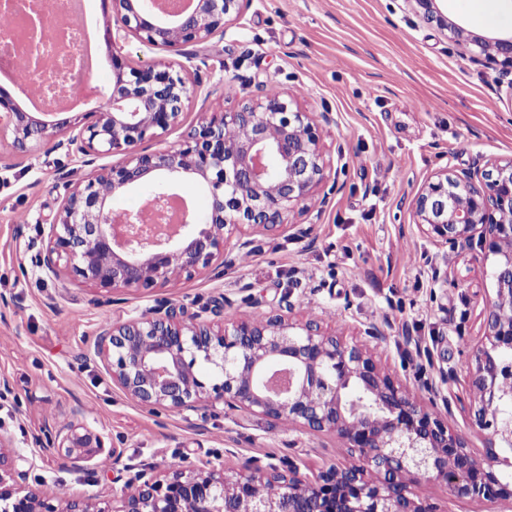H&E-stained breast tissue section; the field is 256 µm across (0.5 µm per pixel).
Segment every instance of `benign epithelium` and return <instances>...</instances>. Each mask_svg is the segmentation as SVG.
<instances>
[{"mask_svg": "<svg viewBox=\"0 0 512 512\" xmlns=\"http://www.w3.org/2000/svg\"><path fill=\"white\" fill-rule=\"evenodd\" d=\"M103 2L112 3L104 63L112 83L97 90L96 108L75 105L70 117L49 121L21 109L0 87V132L11 133L13 153L34 155L51 143L84 157H119L64 186L55 217L31 242L42 272L108 296L141 293L192 280L231 249L251 254V232L279 234L308 216L315 193L330 180L325 139L336 118L304 110L286 91L268 89L257 100L205 115L173 145L143 147L182 124L197 88L182 63L133 65L120 43L132 37L190 60L185 47L223 40L250 0H189L191 7L168 17L157 0ZM406 2L447 39L472 47L473 60L508 78L512 102L511 35L468 32L442 11L441 0ZM58 12L56 0L45 4L29 29L32 90L42 87L38 46ZM232 129L244 135L228 136ZM185 180L205 190L204 212L189 211L175 233L147 239L135 232L139 213L125 211V230L116 232L112 198L149 183V203L161 207ZM411 209L424 236L451 250L476 247L474 260L492 266L481 335L467 345V403L450 391L455 371L437 367V379L416 391L386 370L366 342L349 341L310 314L292 318L287 294L284 307L267 311L263 299L249 294L241 299L246 310L227 322L221 316L234 307L230 298L199 311L167 299L125 320H106L98 331L95 354L126 395L149 409L178 412L221 404L290 431L332 436L336 450L356 461L338 459L308 472L291 459L264 467L248 461L235 471L172 466L162 476L135 473L107 501L58 503L28 485V458L0 434V512H242L245 504L249 512H453L463 500L480 501L487 512L512 510V457L500 449L512 447V413L499 415L512 400V157L436 172ZM406 347L434 364L430 347L409 336ZM460 403L466 428L486 436L480 450L448 423ZM83 416L75 410L58 430L57 449L73 467L96 456L105 465L116 454L102 455L104 436ZM267 483L282 493L258 495ZM427 484L446 487L448 500L425 495Z\"/></svg>", "mask_w": 512, "mask_h": 512, "instance_id": "7a95c632", "label": "benign epithelium"}]
</instances>
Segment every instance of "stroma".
<instances>
[{"label": "stroma", "instance_id": "35a3bbf8", "mask_svg": "<svg viewBox=\"0 0 512 512\" xmlns=\"http://www.w3.org/2000/svg\"><path fill=\"white\" fill-rule=\"evenodd\" d=\"M196 53L187 76L201 94L165 144L178 142L201 113L276 86L297 93L309 111L334 114L326 152L336 191L307 236L260 233L251 257L168 288L116 293L106 303L88 285L43 275L28 246L52 220L64 183L82 181L92 164L62 149L15 156L0 143V379L13 386L0 396V432L29 458L30 484L62 500L111 497L134 470L233 468L245 460L263 466L285 457L316 469L335 459L332 438L243 411L151 410L113 385L94 354L101 322L166 298L197 310L248 292L271 306L286 295L347 338L378 326L386 336L383 364L410 386L434 370L406 356V337L436 345L458 373L453 392L466 393V343L480 332L491 267L425 238L411 201L437 171L512 156V109L497 102L494 72L420 20L406 0H251L223 41ZM441 267L451 286L435 282ZM78 407L116 446L117 463H63L55 427Z\"/></svg>", "mask_w": 512, "mask_h": 512}]
</instances>
